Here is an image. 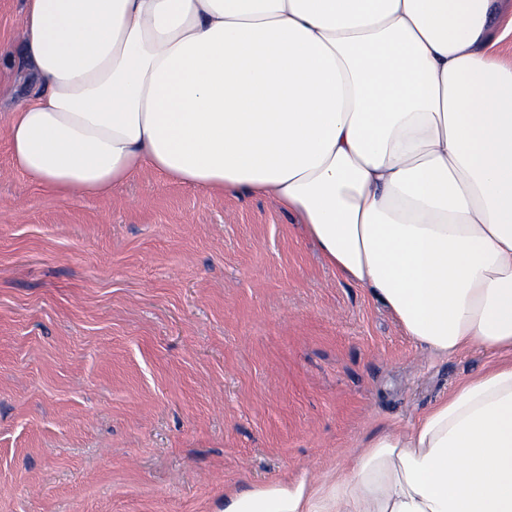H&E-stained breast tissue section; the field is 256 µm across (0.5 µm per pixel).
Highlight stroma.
Here are the masks:
<instances>
[{
    "label": "stroma",
    "mask_w": 512,
    "mask_h": 512,
    "mask_svg": "<svg viewBox=\"0 0 512 512\" xmlns=\"http://www.w3.org/2000/svg\"><path fill=\"white\" fill-rule=\"evenodd\" d=\"M500 359L423 351L270 197L148 169L53 193L0 124V512H222L317 483Z\"/></svg>",
    "instance_id": "1"
}]
</instances>
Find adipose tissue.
I'll return each instance as SVG.
<instances>
[{
    "label": "adipose tissue",
    "instance_id": "1",
    "mask_svg": "<svg viewBox=\"0 0 512 512\" xmlns=\"http://www.w3.org/2000/svg\"><path fill=\"white\" fill-rule=\"evenodd\" d=\"M510 35L496 0H23L17 171L272 195L423 349L505 356L349 472L224 512H512Z\"/></svg>",
    "mask_w": 512,
    "mask_h": 512
}]
</instances>
